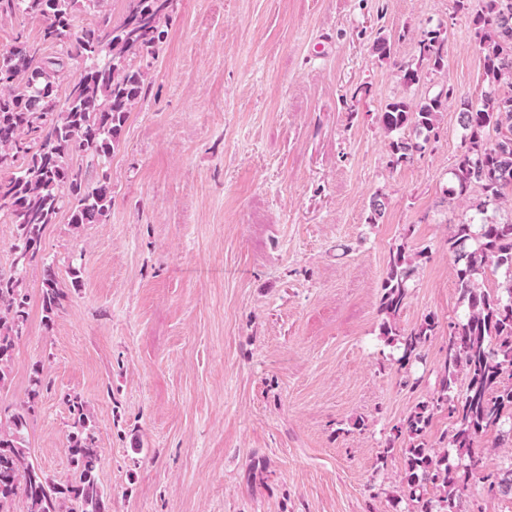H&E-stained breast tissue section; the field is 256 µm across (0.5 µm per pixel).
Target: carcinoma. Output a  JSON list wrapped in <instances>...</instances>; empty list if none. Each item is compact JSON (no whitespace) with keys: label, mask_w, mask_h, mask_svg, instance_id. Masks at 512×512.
Segmentation results:
<instances>
[{"label":"carcinoma","mask_w":512,"mask_h":512,"mask_svg":"<svg viewBox=\"0 0 512 512\" xmlns=\"http://www.w3.org/2000/svg\"><path fill=\"white\" fill-rule=\"evenodd\" d=\"M172 6L173 0H124L122 18L114 23L109 0H0V22L17 16L39 21L35 35L22 29L0 50V170H9L0 176V218L16 230L10 269L0 271V390L8 384L15 340L28 320L29 267H44L45 320L64 308L55 264L41 252L45 228L63 214L75 229L110 214L107 165L166 39ZM82 15L91 21L80 28L76 21ZM476 25L489 91L460 112L462 152L445 189L457 198L474 187L480 192L474 215L454 225L448 237V250L460 263L456 275L467 312L448 332L437 397L411 411L397 430L408 436L402 449L405 483L409 499L419 504L417 512H474L465 491L482 464L475 442L490 430L512 438V218L496 215L512 189V0H484ZM444 45L442 28L424 32L417 42L418 65L442 69ZM75 63L81 72L71 78ZM452 94L453 89H442L414 109L404 100L392 102L381 123L390 133L412 125L427 143ZM389 147L396 164L422 149L403 136ZM415 263L405 245L390 250L379 303L382 334L401 350L403 367L422 359L438 329L432 316L409 330L397 323ZM489 264L504 272L500 293L480 286ZM459 382L463 394L456 399L452 392ZM45 386L42 371L34 370L26 405L0 418V512H110L111 493L98 479L94 424L80 395L65 396L72 419L71 480L60 483L34 463L27 444L29 415ZM442 409L455 426L448 447L433 448L426 434L434 412ZM484 479L490 490L512 495V465Z\"/></svg>","instance_id":"obj_1"}]
</instances>
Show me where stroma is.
Returning <instances> with one entry per match:
<instances>
[{
  "label": "stroma",
  "instance_id": "1",
  "mask_svg": "<svg viewBox=\"0 0 512 512\" xmlns=\"http://www.w3.org/2000/svg\"><path fill=\"white\" fill-rule=\"evenodd\" d=\"M455 0H176L125 126L102 224L48 225L41 248L82 266L46 323L42 268L0 411L46 387L30 418L34 461L73 473L63 397L93 415L112 512H415L402 420L437 395L448 324L464 320L455 224L476 193L444 190L462 151L459 114L488 88L474 16ZM443 26L444 67L407 86L424 31ZM389 58L373 50L378 37ZM454 93L437 134L392 165L386 104ZM386 209L370 223L369 203ZM417 257L397 321L441 324L424 361L400 368L381 333L390 249ZM468 494L512 512L484 472L512 461L497 432ZM386 463H379V456Z\"/></svg>",
  "mask_w": 512,
  "mask_h": 512
}]
</instances>
